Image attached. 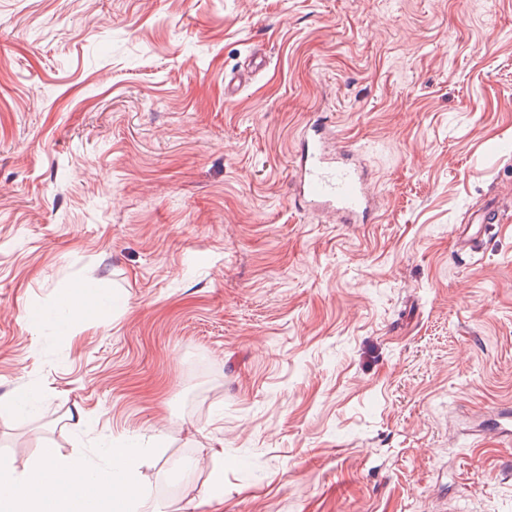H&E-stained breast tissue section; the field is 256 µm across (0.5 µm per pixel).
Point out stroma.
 <instances>
[{"label": "stroma", "instance_id": "1", "mask_svg": "<svg viewBox=\"0 0 512 512\" xmlns=\"http://www.w3.org/2000/svg\"><path fill=\"white\" fill-rule=\"evenodd\" d=\"M509 100L512 0H0V458L154 435L155 512H512V207L451 233L512 198ZM317 112L370 223L293 204ZM499 222L498 212L494 209H488L478 215L472 224L454 225L452 236L456 255L471 253L483 240L487 230Z\"/></svg>", "mask_w": 512, "mask_h": 512}]
</instances>
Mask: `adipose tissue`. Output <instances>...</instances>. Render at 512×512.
I'll return each instance as SVG.
<instances>
[{"label": "adipose tissue", "mask_w": 512, "mask_h": 512, "mask_svg": "<svg viewBox=\"0 0 512 512\" xmlns=\"http://www.w3.org/2000/svg\"><path fill=\"white\" fill-rule=\"evenodd\" d=\"M138 467L127 448L113 449L99 468L48 454L19 471L0 459V512H142Z\"/></svg>", "instance_id": "ef3b65f1"}]
</instances>
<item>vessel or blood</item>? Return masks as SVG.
I'll return each instance as SVG.
<instances>
[{
    "instance_id": "1",
    "label": "vessel or blood",
    "mask_w": 512,
    "mask_h": 512,
    "mask_svg": "<svg viewBox=\"0 0 512 512\" xmlns=\"http://www.w3.org/2000/svg\"><path fill=\"white\" fill-rule=\"evenodd\" d=\"M296 201L303 207L326 211L339 224H361L375 210L370 174L352 146H332L326 118L308 123L292 181ZM500 218L488 209L469 224L452 229L457 254L472 252Z\"/></svg>"
}]
</instances>
